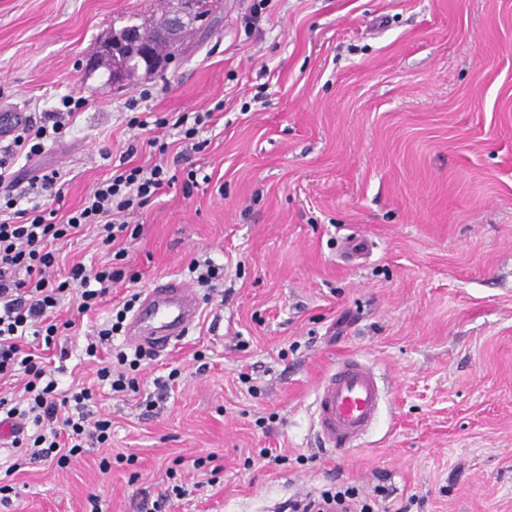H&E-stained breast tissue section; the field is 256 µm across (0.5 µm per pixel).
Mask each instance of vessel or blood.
<instances>
[{
  "label": "vessel or blood",
  "instance_id": "b4317fda",
  "mask_svg": "<svg viewBox=\"0 0 512 512\" xmlns=\"http://www.w3.org/2000/svg\"><path fill=\"white\" fill-rule=\"evenodd\" d=\"M199 311V297L185 281L160 279L142 295L126 325L124 341L134 347L166 351L185 335ZM383 401L384 390L373 368L359 358H344L316 389L315 430L332 452L346 454L361 445Z\"/></svg>",
  "mask_w": 512,
  "mask_h": 512
}]
</instances>
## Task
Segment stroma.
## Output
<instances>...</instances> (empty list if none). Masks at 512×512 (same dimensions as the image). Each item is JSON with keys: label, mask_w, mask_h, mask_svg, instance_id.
I'll use <instances>...</instances> for the list:
<instances>
[{"label": "stroma", "mask_w": 512, "mask_h": 512, "mask_svg": "<svg viewBox=\"0 0 512 512\" xmlns=\"http://www.w3.org/2000/svg\"><path fill=\"white\" fill-rule=\"evenodd\" d=\"M254 2L207 0L165 70L115 89L86 59L180 0H0V109L35 119L61 95L87 101L42 157L68 173L59 213L123 156L198 172L131 216L126 279L46 353L59 388H99L110 440L63 468L0 444V512H88L92 495L133 512L178 479L191 493L166 512H283L339 485L378 512H512V0H267L249 30ZM207 111L204 148L151 153L156 118ZM350 234L370 242L365 260L339 256ZM56 249L63 270L112 257L91 230ZM195 258L223 264L221 291L145 360L138 392L100 388L87 336L125 296L189 279ZM347 356L375 368L386 403L340 457L310 412Z\"/></svg>", "instance_id": "obj_1"}]
</instances>
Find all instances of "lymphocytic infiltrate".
Here are the masks:
<instances>
[{
	"label": "lymphocytic infiltrate",
	"instance_id": "f902f5d3",
	"mask_svg": "<svg viewBox=\"0 0 512 512\" xmlns=\"http://www.w3.org/2000/svg\"><path fill=\"white\" fill-rule=\"evenodd\" d=\"M86 104L81 96H60L52 110L43 113L39 121L21 126L0 149V380L19 374L26 378L25 399L0 396V422H23V430L12 437V447L24 450L31 460H50L60 467L88 445L108 441L112 423L93 411L91 390H59L29 341L40 339L49 347L75 327V318L58 317L67 294H77L78 315L100 304L112 284L124 277L115 263L125 252H114V265L90 270L78 262L64 275L54 277L50 274L57 262L53 246L89 226L95 227L103 244H114L118 235L130 232L129 216L143 209L165 186L178 181L188 193L197 184L193 169L179 179L163 164L131 166L123 160L79 207L57 217L46 201L61 198L65 175L60 169L38 166L37 160L47 145L64 141L72 133ZM21 160L29 164L30 182L41 194L24 208L13 194L19 181L15 165ZM134 304L129 298L116 308L110 319L94 330L83 350L85 356L100 359L97 378L116 393L136 391L138 382L128 373L139 369L146 358L140 350L130 354L112 347L113 337L121 332ZM287 508L289 512H373L374 505L355 488L334 486L318 496L290 501Z\"/></svg>",
	"mask_w": 512,
	"mask_h": 512
}]
</instances>
